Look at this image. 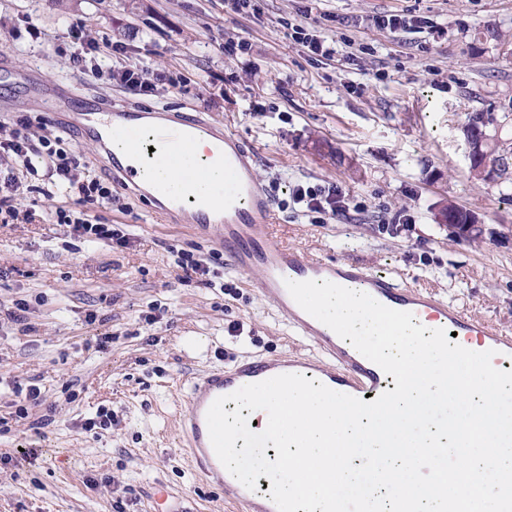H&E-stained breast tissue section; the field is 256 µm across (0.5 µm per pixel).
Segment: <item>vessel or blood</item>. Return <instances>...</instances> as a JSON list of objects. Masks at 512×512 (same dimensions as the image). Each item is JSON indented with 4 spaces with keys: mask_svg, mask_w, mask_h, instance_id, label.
<instances>
[{
    "mask_svg": "<svg viewBox=\"0 0 512 512\" xmlns=\"http://www.w3.org/2000/svg\"><path fill=\"white\" fill-rule=\"evenodd\" d=\"M37 95L42 115L56 123L67 115L68 129L80 141L103 151L112 178L134 195H148L157 212L172 224H185L193 233L223 229L216 239L218 251L244 274L257 273L256 286L271 297L289 324L311 338L321 351L318 359L283 355L271 360L245 358L232 367H214L185 379L188 408L179 416V427L189 446L193 474L224 488L245 512H278L270 485L249 490L219 461L210 441L207 411L215 399L240 387L281 374H299L328 388L357 398L378 397L395 388L393 376L361 355L349 341L305 312L292 298L287 282L329 281L364 292L384 306L412 313L417 323L453 333L455 343L474 351H493L492 364L512 370V335L478 321L434 296L407 288L393 276L372 272L349 262L308 258L278 244L271 232L275 217L272 203L253 171V151L217 123L190 112L147 113L132 108L106 109L65 93L41 91L34 79L21 80L11 72L0 75V93ZM197 141L208 147L203 167L223 168L226 185L216 198L197 194L194 176H187L180 192L155 187L145 193L142 184L151 169L165 167L180 158L181 146Z\"/></svg>",
    "mask_w": 512,
    "mask_h": 512,
    "instance_id": "1",
    "label": "vessel or blood"
}]
</instances>
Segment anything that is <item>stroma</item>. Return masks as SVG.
<instances>
[{"label":"stroma","mask_w":512,"mask_h":512,"mask_svg":"<svg viewBox=\"0 0 512 512\" xmlns=\"http://www.w3.org/2000/svg\"><path fill=\"white\" fill-rule=\"evenodd\" d=\"M241 17L224 0H0V61L47 86L114 107L198 112L252 147L276 217L275 239L312 258L391 273L465 313L512 330V202L472 177L463 127L474 112L512 110V0H260ZM312 13L319 35L357 54L317 61L288 33ZM384 13L424 18L390 32ZM125 46V61L166 74L139 95L108 74L74 68L71 24ZM248 53H228L230 40ZM334 182L349 194L347 219L313 218L289 198L295 183ZM127 210L99 209L126 225L128 248L67 238L55 222L63 198L19 189L23 216L0 223V512H237L224 491L192 473L180 447L186 377L242 357L298 352L314 343L287 324L255 285L256 274L210 266L213 287L183 281L174 250L209 258L206 238L165 224L152 203L120 186ZM454 202L475 214L484 241L454 238L439 211ZM29 305L25 323L6 317ZM96 312L88 323V312ZM153 323H145V316ZM241 335H231L234 324ZM111 337L99 348L96 337ZM36 384L44 406L14 422V384ZM118 423L99 433L81 423L98 408ZM50 416L49 425L33 421ZM39 449L36 461L22 458Z\"/></svg>","instance_id":"1"}]
</instances>
